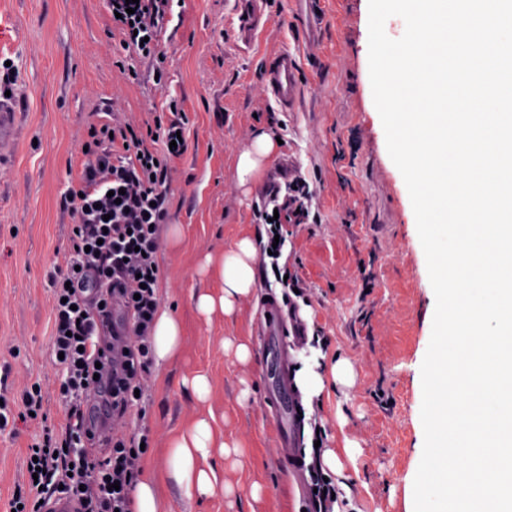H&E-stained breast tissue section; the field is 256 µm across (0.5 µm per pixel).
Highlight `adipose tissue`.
Instances as JSON below:
<instances>
[{"instance_id":"adipose-tissue-1","label":"adipose tissue","mask_w":512,"mask_h":512,"mask_svg":"<svg viewBox=\"0 0 512 512\" xmlns=\"http://www.w3.org/2000/svg\"><path fill=\"white\" fill-rule=\"evenodd\" d=\"M272 137L258 133L250 149L237 160L240 185L256 183L275 151ZM205 269L213 271L220 282L218 292H202L195 298L197 312L205 319L214 315H232L244 297L249 296L258 276L257 253L252 238L239 239L234 247L219 256H206ZM156 363L169 362L183 347V327L168 308H160L152 332ZM227 456L224 434L216 426L213 412L199 414L190 423L175 431L168 441L165 475L187 496L214 497L228 493L212 462L213 455Z\"/></svg>"}]
</instances>
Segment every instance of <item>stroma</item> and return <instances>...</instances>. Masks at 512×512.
Here are the masks:
<instances>
[{"label": "stroma", "instance_id": "stroma-1", "mask_svg": "<svg viewBox=\"0 0 512 512\" xmlns=\"http://www.w3.org/2000/svg\"><path fill=\"white\" fill-rule=\"evenodd\" d=\"M268 21L250 44L239 39L234 0H174L159 36V59L115 64L120 35L107 0H0V86L19 106L16 140L0 161V396L19 397L40 383L47 421L0 431V512L25 474L26 450L43 423L60 425L65 408L52 362L48 274L61 265L72 217L63 205L80 175L90 126L117 120L144 125L181 119L188 148L168 163V221L179 245L162 241L159 302L181 320L184 349L151 369L143 468L161 469L172 433L200 405L183 380L212 381L210 404L239 458L219 460L231 495L188 498L166 484L171 512H310L280 457L265 374L260 322L272 290L269 263H259L252 294L228 317L205 321L194 297L216 290L202 274L206 254L245 236L267 242L258 210L267 190L237 185L236 163L254 134L281 140L276 154L300 170L312 196L301 223L287 225L279 267L297 276V302L323 366L346 359L348 384L327 381L304 410L324 447L343 465L333 483L349 494L338 512H413L421 461V366L436 306L426 257L404 179L392 162L374 105L368 63V0H270ZM297 60L304 89L288 112L268 99L263 71L281 51ZM164 72L155 82V69ZM227 339L249 343L248 363L225 354ZM247 401H240L243 387ZM263 492L252 498L253 484Z\"/></svg>", "mask_w": 512, "mask_h": 512}]
</instances>
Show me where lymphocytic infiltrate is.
I'll use <instances>...</instances> for the list:
<instances>
[{
	"mask_svg": "<svg viewBox=\"0 0 512 512\" xmlns=\"http://www.w3.org/2000/svg\"><path fill=\"white\" fill-rule=\"evenodd\" d=\"M120 46L145 60L158 56V35L170 0H108ZM181 121L138 134L128 124L88 130L87 161L64 194L73 215L61 266L48 275L51 339L60 353V428L44 427L26 455L27 474L9 502L11 512H40L56 493L76 499L80 512H132L131 490L145 455L141 441L120 434L130 417L145 419L154 361L152 329L159 308L157 253L167 219V161L182 155ZM129 311L126 328L112 326V306ZM109 433L103 458L88 449L95 430Z\"/></svg>",
	"mask_w": 512,
	"mask_h": 512,
	"instance_id": "obj_1",
	"label": "lymphocytic infiltrate"
}]
</instances>
